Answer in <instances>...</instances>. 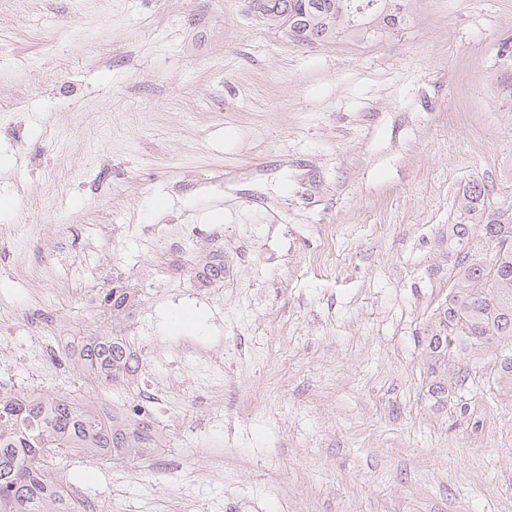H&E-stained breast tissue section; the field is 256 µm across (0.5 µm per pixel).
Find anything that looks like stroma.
Segmentation results:
<instances>
[{"label": "stroma", "instance_id": "35a3bbf8", "mask_svg": "<svg viewBox=\"0 0 512 512\" xmlns=\"http://www.w3.org/2000/svg\"><path fill=\"white\" fill-rule=\"evenodd\" d=\"M402 4L394 30L310 45L247 0H0V228L28 227L0 259V311L65 289L44 335L122 332L157 379L170 364L146 345L241 351L192 414L202 437L174 428L177 394L150 424L223 453V471L133 480L83 457L67 482L120 512L183 490L197 512H512V394L482 357L435 402L419 343L448 294L458 193L512 204V0ZM168 220L197 227L172 280L153 233ZM71 224L106 284L36 263ZM323 224L341 232L330 273L312 263ZM214 234L222 273L205 281ZM246 243L257 262L237 259ZM115 286L135 306L78 295ZM41 387L112 405L73 359Z\"/></svg>", "mask_w": 512, "mask_h": 512}]
</instances>
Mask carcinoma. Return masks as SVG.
Returning a JSON list of instances; mask_svg holds the SVG:
<instances>
[{
    "mask_svg": "<svg viewBox=\"0 0 512 512\" xmlns=\"http://www.w3.org/2000/svg\"><path fill=\"white\" fill-rule=\"evenodd\" d=\"M255 13L284 26L299 41L336 37L338 19L353 16L355 33L393 29L402 21L398 0H255ZM459 222L448 225V297L421 336L427 392L443 402L448 381L469 375L471 354L500 347L494 381L512 393V206H497L490 190L471 183L455 199ZM79 362L101 382L129 380L137 354L119 336H90ZM141 423L103 419L90 403L51 392H0V512H76L62 484L61 464L75 456L110 463L140 458Z\"/></svg>",
    "mask_w": 512,
    "mask_h": 512,
    "instance_id": "1",
    "label": "carcinoma"
}]
</instances>
